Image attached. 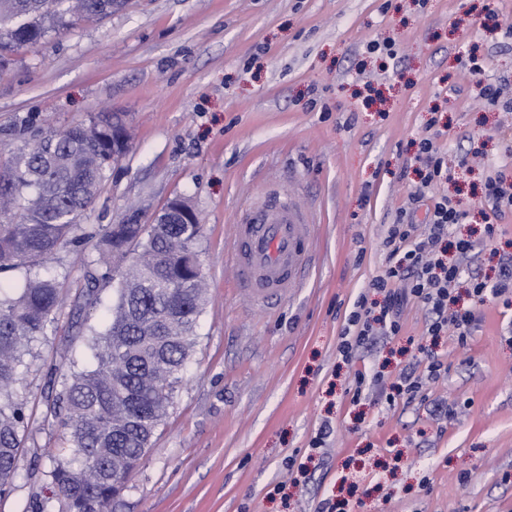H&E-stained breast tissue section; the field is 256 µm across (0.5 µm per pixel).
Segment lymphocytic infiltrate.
<instances>
[{
  "label": "lymphocytic infiltrate",
  "instance_id": "lymphocytic-infiltrate-1",
  "mask_svg": "<svg viewBox=\"0 0 512 512\" xmlns=\"http://www.w3.org/2000/svg\"><path fill=\"white\" fill-rule=\"evenodd\" d=\"M415 161L420 183L411 191L407 207L398 209L387 227L384 266L370 283L371 294H359L352 304L347 321L355 334L338 348L344 361H351L357 349L374 344L377 338L399 335L400 316L407 304H418L425 311L427 335L436 338L452 331L463 338L471 334L476 319L471 306L460 304L459 288H466L474 303L499 298L512 289V254L503 258L496 283L476 277L463 281L462 263L471 259L474 245L466 239L457 240L458 259L448 260L444 246L448 229L461 223L465 214L448 197L433 193L448 177V164L435 135L420 140ZM443 369L440 356L424 349L421 361L402 370L387 403H394L399 395L414 401L423 378H438Z\"/></svg>",
  "mask_w": 512,
  "mask_h": 512
}]
</instances>
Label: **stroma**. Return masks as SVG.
<instances>
[{
	"mask_svg": "<svg viewBox=\"0 0 512 512\" xmlns=\"http://www.w3.org/2000/svg\"><path fill=\"white\" fill-rule=\"evenodd\" d=\"M512 0H124L14 52L0 66V157L21 121L47 131L117 113L126 154L82 226L151 222L176 197L202 224L209 302L169 418L130 473L114 512H512V310L476 305L466 343L442 337L446 367L412 403L384 391L428 345L425 313L405 309L400 336L344 362L337 348L355 297L384 262L385 226L417 180L410 165L432 113L448 156L437 188L475 246L466 276L498 275L512 252V212L486 225L482 184L507 163L512 112L485 108L476 80L512 86ZM387 39L394 56L369 53ZM487 59L483 75L461 62ZM297 187L318 224L305 288L258 308L227 260L241 202ZM92 243L49 256L61 282L56 331L36 342L15 393L27 428L0 512H32L53 487L65 429L47 419L55 369L90 363V328L114 297L84 304ZM379 373L353 401L354 374ZM319 453L310 442L322 424Z\"/></svg>",
	"mask_w": 512,
	"mask_h": 512,
	"instance_id": "1",
	"label": "stroma"
}]
</instances>
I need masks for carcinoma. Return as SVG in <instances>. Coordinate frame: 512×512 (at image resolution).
<instances>
[{
  "label": "carcinoma",
  "instance_id": "obj_1",
  "mask_svg": "<svg viewBox=\"0 0 512 512\" xmlns=\"http://www.w3.org/2000/svg\"><path fill=\"white\" fill-rule=\"evenodd\" d=\"M122 0H0V64L65 19L102 17ZM112 169V115L23 139L0 159V274L39 267L58 249L95 241L87 261L86 304L102 281L117 299L88 340L94 364L59 374L50 414L67 430L68 455L47 477L55 501L35 512H113L114 485L149 452L191 355L206 306L199 271L200 224H108L77 236L78 223ZM61 302L58 280L38 273L21 288L0 289V492L12 484L22 448L24 411L14 388L24 355L48 336Z\"/></svg>",
  "mask_w": 512,
  "mask_h": 512
}]
</instances>
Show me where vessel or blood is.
Here are the masks:
<instances>
[{"label":"vessel or blood","mask_w":512,"mask_h":512,"mask_svg":"<svg viewBox=\"0 0 512 512\" xmlns=\"http://www.w3.org/2000/svg\"><path fill=\"white\" fill-rule=\"evenodd\" d=\"M317 226L295 195L269 189L243 204L230 256L235 284L259 307L303 286L315 261Z\"/></svg>","instance_id":"obj_1"}]
</instances>
